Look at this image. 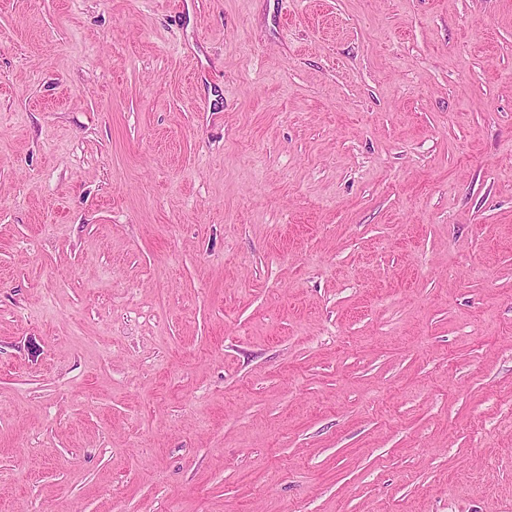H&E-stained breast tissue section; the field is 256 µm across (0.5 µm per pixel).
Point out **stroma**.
I'll use <instances>...</instances> for the list:
<instances>
[{"label": "stroma", "instance_id": "obj_1", "mask_svg": "<svg viewBox=\"0 0 512 512\" xmlns=\"http://www.w3.org/2000/svg\"><path fill=\"white\" fill-rule=\"evenodd\" d=\"M0 512H512V0H0Z\"/></svg>", "mask_w": 512, "mask_h": 512}]
</instances>
